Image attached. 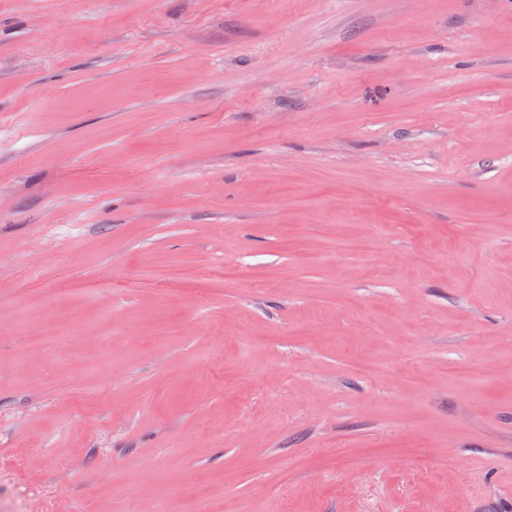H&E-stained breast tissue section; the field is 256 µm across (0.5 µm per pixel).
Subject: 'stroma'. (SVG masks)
<instances>
[{"instance_id":"1","label":"stroma","mask_w":512,"mask_h":512,"mask_svg":"<svg viewBox=\"0 0 512 512\" xmlns=\"http://www.w3.org/2000/svg\"><path fill=\"white\" fill-rule=\"evenodd\" d=\"M201 491L512 512V0H0V512Z\"/></svg>"}]
</instances>
